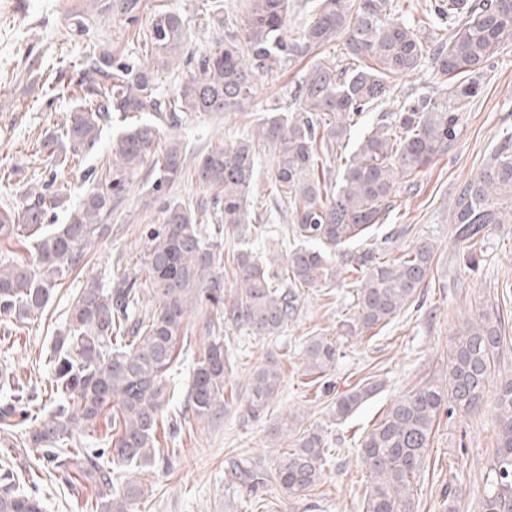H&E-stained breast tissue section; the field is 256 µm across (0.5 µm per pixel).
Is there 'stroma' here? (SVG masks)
<instances>
[{
    "instance_id": "1",
    "label": "stroma",
    "mask_w": 512,
    "mask_h": 512,
    "mask_svg": "<svg viewBox=\"0 0 512 512\" xmlns=\"http://www.w3.org/2000/svg\"><path fill=\"white\" fill-rule=\"evenodd\" d=\"M178 12L186 22L191 44L203 51L213 37V24L203 0H142L141 22H148L155 5ZM103 0H0V203L24 202L25 189L36 167L32 157L35 138L56 129L72 102L65 95L47 91L43 81L59 59L74 63L94 45L123 55L137 51L134 26L102 11ZM88 14L92 23L83 34L70 32L74 15ZM305 73L296 66L277 75L261 77L250 104L238 112L188 115L167 132L187 146V159L250 133L273 104L288 106L289 86ZM481 93L465 114L464 125L447 153L424 170L415 190L397 189L384 224L372 227L350 251L387 246L390 255L426 239L435 248L432 268L413 302L389 323L348 334L353 285L340 284L333 291L302 290L297 310L278 336H254L232 320L224 322V341L233 370L226 378L228 396L220 419L194 423L178 432L162 425V447L177 449L176 457L159 465L151 491L139 512H257L255 500L237 491L227 463L246 458L271 466L282 451L293 447L307 430H320L332 455L320 484L300 497L278 500L269 493L268 512H363L369 475L358 457L361 438L385 415L390 404L416 386L445 382L448 355L458 326L479 308L499 307L505 320L508 345L497 368L512 374V224L490 229L479 256L478 274L462 262L464 245L453 232L451 213L459 189L486 162L506 131H512V42L501 46L495 59L480 74ZM115 122L105 123L97 147L81 167L58 173L59 182L71 191L70 205H78L90 187V174L106 166ZM275 164L272 148H263L251 200L265 234L254 243L260 254L285 256L293 247L282 205L270 195ZM152 176L142 168L123 204L113 211L112 237L97 241L91 251L92 272L112 282L134 274L143 258L142 231L161 221L158 206H146L145 189ZM82 279H68L49 304L39 325L13 332L0 340V365L8 364L23 379L45 387L47 366L35 361L47 348ZM176 369L188 378L202 352L208 333L205 311L192 312L184 326ZM314 336L336 340L341 355L324 380H316L304 360V347ZM275 359L282 375L277 398L263 418H248L244 399L253 371ZM379 384L376 395L344 419H336L338 397L364 381ZM493 399L470 417L439 415L435 421L426 465L413 487L417 512H444V494L460 496L461 512H477L483 494L484 474L495 447ZM288 421L284 434L272 436V424ZM40 493L47 512H86L89 487L69 489L61 481H43Z\"/></svg>"
}]
</instances>
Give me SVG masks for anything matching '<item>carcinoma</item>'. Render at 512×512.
Wrapping results in <instances>:
<instances>
[{"mask_svg":"<svg viewBox=\"0 0 512 512\" xmlns=\"http://www.w3.org/2000/svg\"><path fill=\"white\" fill-rule=\"evenodd\" d=\"M216 23L212 46L177 87L157 92L159 72L190 64L188 31L177 12L156 8L136 42L149 63L109 49L87 53L67 89L75 106L61 125L37 141L47 167L79 163L97 145L100 124L119 113L149 114L112 137L111 160L97 184L70 209L67 222L50 223L66 206L68 187L34 185L23 206L0 205V242L29 240L36 266L0 255V326L10 335L42 318L55 289L89 264L92 246L112 232L107 224L144 164L156 173L148 189L160 203L162 222L144 230L142 273L105 285L84 282L65 324L50 347V391L0 369V512H44L38 482L59 478L74 488L93 489L90 512H136L149 486L120 480L118 470L151 473L167 461L159 447L160 418L174 390L169 371L188 315L206 309L209 343L193 369L177 429L224 413V386L231 370L224 349V313L253 335L278 336L296 311L300 289L328 288L339 271L353 280L352 331L388 323L422 288L434 258L423 240L397 258L371 250H343L370 228L384 223L396 188L411 186L420 171L458 138L470 103L479 94L477 75L505 42H512V0H432L418 24L399 14L397 0H318L299 30L288 33V0H253L240 31L223 32L224 0H206ZM105 9L135 25L141 0H108ZM340 43L341 60L321 57ZM311 61L289 91L294 110L269 109L257 128L199 156L195 180L205 195L184 202L167 188L184 175V149L171 141L157 150L160 123L176 125L196 112H235L250 102L257 80ZM445 83L436 96L407 97L358 141L348 140L362 114L401 93L398 78L424 61ZM274 148L271 188L292 206V236L298 245L277 261L253 255L248 238L262 235L250 205L260 149ZM338 171H333L335 162ZM215 224L214 232L206 225ZM455 235L466 244L465 267L479 266L477 248L488 228L512 224V132L503 134L492 156L459 190L453 210ZM228 234L237 252V289L224 307V262ZM501 317L486 309L463 322L448 356L446 385L428 383L399 396L363 437L359 458L369 474L364 512H414L412 485L428 456L433 426L442 407L448 414L479 411L504 344ZM341 354L335 341L311 338L304 350L308 370L325 374ZM275 361L249 378L246 412L263 415L278 396ZM378 384H361L336 400L343 419L365 402ZM497 448L486 467L479 512H512V376L495 393ZM113 432L92 435L100 420ZM329 449L319 432H305L294 448L265 467L232 459L236 487L253 497L276 491L295 498L323 479ZM33 485L24 489V482Z\"/></svg>","mask_w":512,"mask_h":512,"instance_id":"obj_1","label":"carcinoma"}]
</instances>
